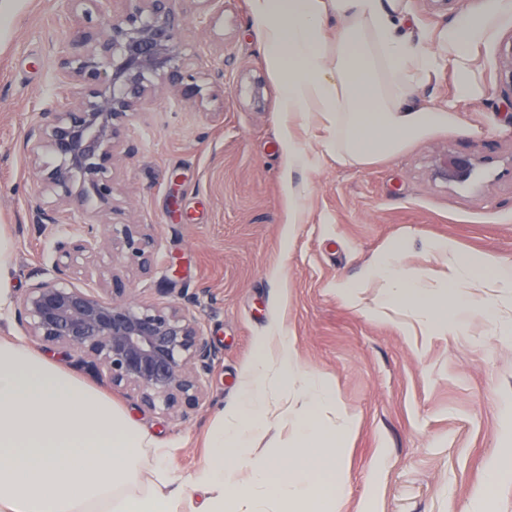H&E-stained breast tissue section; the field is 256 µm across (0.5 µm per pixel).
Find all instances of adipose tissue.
<instances>
[{"mask_svg":"<svg viewBox=\"0 0 512 512\" xmlns=\"http://www.w3.org/2000/svg\"><path fill=\"white\" fill-rule=\"evenodd\" d=\"M260 42L279 86L288 165L312 157L293 130L313 125L322 152L362 166L401 153L412 141L455 127L457 112L418 102L416 84L447 59L459 98L477 96L476 48L512 19V0H487L449 26L439 46L416 31L405 0H252ZM431 266L409 269L397 248L371 264L380 311L423 317L458 334L473 318L496 340L512 342V263L468 255L455 242L429 248ZM276 354L257 353L238 402L209 435L210 452L188 479L171 457L127 421L111 397L27 346L0 338V512H339L344 450L354 419L330 421L333 387L302 375L294 348L278 337ZM291 436L277 465L254 456L255 435L275 421ZM154 479L139 491L144 449ZM329 461L327 483L305 467L308 449Z\"/></svg>","mask_w":512,"mask_h":512,"instance_id":"ef3b65f1","label":"adipose tissue"}]
</instances>
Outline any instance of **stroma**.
Masks as SVG:
<instances>
[{"label": "stroma", "instance_id": "stroma-1", "mask_svg": "<svg viewBox=\"0 0 512 512\" xmlns=\"http://www.w3.org/2000/svg\"><path fill=\"white\" fill-rule=\"evenodd\" d=\"M484 0H409L431 41ZM185 20L188 66L203 97L157 98L125 132L131 147L113 170L106 224H144L153 239L150 274L126 279L141 301L186 302L216 352L207 397L172 418L109 388L129 421L169 448L180 475L199 468L204 442L237 397L259 344L292 339L301 372L328 381L355 416L341 512H512V471L488 480L486 465L512 450V345L482 322L467 336L377 311L380 284L360 287L382 248L426 262V247L453 239L465 252L512 258V100L496 89L500 49L512 23L479 47L480 94L457 97L440 67L416 87L419 99L455 106L460 125L365 166L319 156L289 169L281 147L277 81L255 32L251 0H176ZM88 24L70 20V0H11L0 19V236L11 254L0 272V336L25 342L13 300L51 268L57 230L33 222L51 194L23 142L35 114L61 97L62 47L86 25L104 26L98 0H83ZM479 159L466 181L436 176L439 162ZM306 188L291 201L289 186ZM355 285L354 299L340 292ZM489 491L483 500L474 494Z\"/></svg>", "mask_w": 512, "mask_h": 512}]
</instances>
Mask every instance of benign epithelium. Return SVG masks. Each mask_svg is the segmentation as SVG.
I'll return each mask as SVG.
<instances>
[{
    "label": "benign epithelium",
    "mask_w": 512,
    "mask_h": 512,
    "mask_svg": "<svg viewBox=\"0 0 512 512\" xmlns=\"http://www.w3.org/2000/svg\"><path fill=\"white\" fill-rule=\"evenodd\" d=\"M108 31L90 29L59 59L65 96L43 108L30 125L24 150L40 168V181L55 200L36 212L40 227L60 226L52 273L15 299V314L28 339L59 350L81 368L135 393L146 407L176 417L204 397L214 351L200 322L180 302L148 303L127 296L124 272L147 274L153 265L149 238L139 224H101L97 213L70 208L112 200L113 169L130 153L124 130L158 93L175 101L196 99L201 86L187 82L183 24L175 0H99ZM497 89L512 98V40ZM480 161L444 160L436 175L465 181ZM111 264H99L101 252Z\"/></svg>",
    "instance_id": "1"
}]
</instances>
